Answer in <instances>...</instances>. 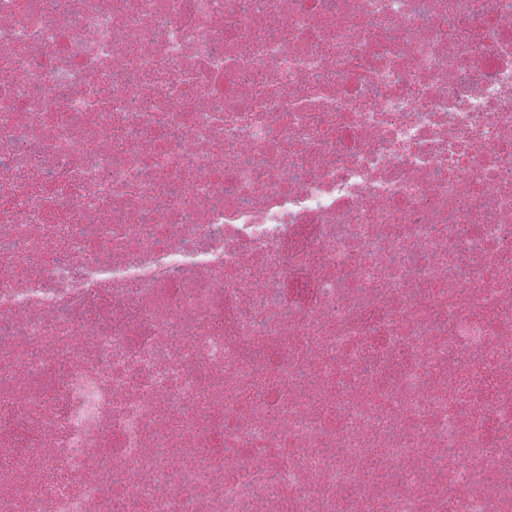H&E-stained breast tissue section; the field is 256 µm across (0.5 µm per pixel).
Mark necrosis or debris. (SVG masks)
Instances as JSON below:
<instances>
[{
    "instance_id": "4bbe7bcc",
    "label": "necrosis or debris",
    "mask_w": 512,
    "mask_h": 512,
    "mask_svg": "<svg viewBox=\"0 0 512 512\" xmlns=\"http://www.w3.org/2000/svg\"><path fill=\"white\" fill-rule=\"evenodd\" d=\"M0 512H512V0H0Z\"/></svg>"
}]
</instances>
